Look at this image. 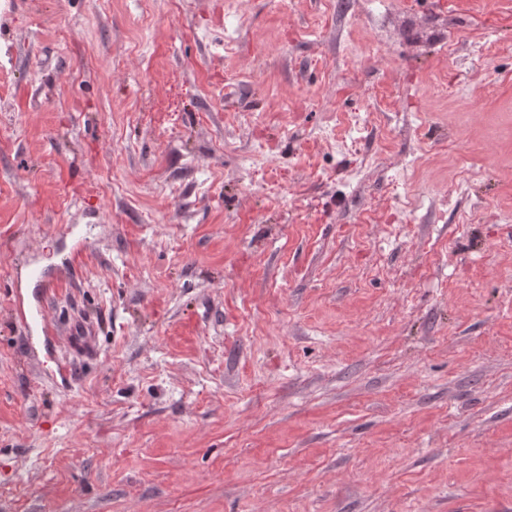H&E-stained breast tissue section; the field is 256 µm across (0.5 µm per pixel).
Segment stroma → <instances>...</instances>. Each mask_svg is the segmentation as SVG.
Here are the masks:
<instances>
[{
    "label": "stroma",
    "mask_w": 512,
    "mask_h": 512,
    "mask_svg": "<svg viewBox=\"0 0 512 512\" xmlns=\"http://www.w3.org/2000/svg\"><path fill=\"white\" fill-rule=\"evenodd\" d=\"M446 2L0 0V512H512V0ZM14 311L18 323L31 341L34 360L40 364L38 357L35 355V349H37L36 345L41 337L44 338L51 332L47 317L42 309L33 308L24 300H18L17 298L14 300ZM68 335L70 347L75 351L93 350L95 336L89 326L74 324L69 327Z\"/></svg>",
    "instance_id": "35a3bbf8"
}]
</instances>
